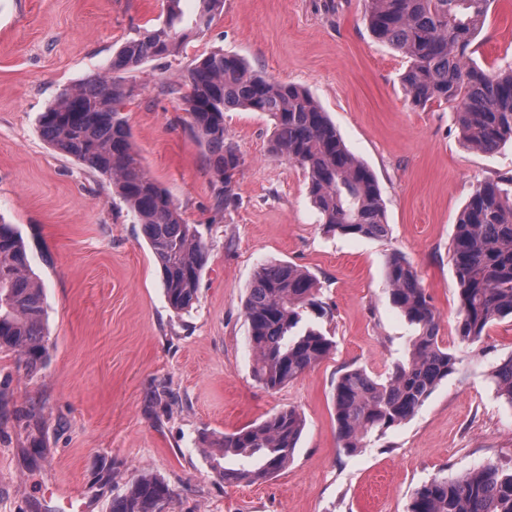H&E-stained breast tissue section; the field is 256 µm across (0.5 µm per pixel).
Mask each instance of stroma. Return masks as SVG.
Wrapping results in <instances>:
<instances>
[{"instance_id": "obj_1", "label": "stroma", "mask_w": 512, "mask_h": 512, "mask_svg": "<svg viewBox=\"0 0 512 512\" xmlns=\"http://www.w3.org/2000/svg\"><path fill=\"white\" fill-rule=\"evenodd\" d=\"M165 0H0V222L15 225L44 285L48 355L28 372L0 349V512H111L142 473L175 493L165 512H407L416 488L491 462L512 470V408L488 374L512 354V323L462 354L418 413L368 448L340 450L333 391L349 367L385 376L416 329L396 308L385 261L403 253L458 346L451 262L459 212L477 185L512 176V141L482 153L447 105H411L407 59L375 39L364 0H224L179 55L124 72L123 115L152 177L208 258L190 311L169 308L159 267L109 178L51 146L39 118L60 91L106 73L113 53L164 17ZM495 70L512 61V0H496L475 45ZM221 49L307 89L348 149L374 173L389 226L380 239L326 233L302 170L271 154V122L231 111L242 158L237 200L213 206L216 177L171 86ZM311 272L336 343L320 364L270 391L253 376L243 305L257 268ZM294 407L305 417L295 459L261 484L227 485L211 440Z\"/></svg>"}]
</instances>
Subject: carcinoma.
<instances>
[{
	"label": "carcinoma",
	"instance_id": "obj_1",
	"mask_svg": "<svg viewBox=\"0 0 512 512\" xmlns=\"http://www.w3.org/2000/svg\"><path fill=\"white\" fill-rule=\"evenodd\" d=\"M180 0H166L163 20L125 42L110 74L62 89L41 116V131L56 149L107 176L127 204L160 268L165 298L180 313L198 299L205 244L182 218L167 191L149 175L121 116L134 87L114 76L149 60L167 58L221 17L224 0H197L189 21ZM371 34L408 59L401 83L415 106L445 103L454 109L464 143L492 152L512 139V62L490 72L470 54L495 0H365ZM182 109L206 149L217 177L213 205L235 201L241 158L226 134L224 113L261 112L272 122L270 151L298 165L309 198L328 233L382 238L388 232L384 203L371 170L346 147L327 112L304 88L270 78L242 58L212 51L193 60L185 76ZM501 180L474 190L456 222L452 266L458 284L456 332L461 347L480 344L489 328L512 320V191ZM392 303L416 326L410 357L383 380L349 368L333 393L338 448L354 454L372 437L411 419L434 389L456 370L458 351L439 341V317L417 271L399 253L386 260ZM317 280L285 262L260 265L244 302L253 375L276 390L324 360L334 341L312 327L298 329L302 313L323 310ZM13 351L33 371L47 355L43 284L29 267L25 241L0 223V349ZM497 397L512 408V354L490 371ZM305 418L293 407L224 434L209 455L226 485L263 483L294 459ZM173 490L143 473L112 498L111 512H163ZM407 512H512V472L493 463L462 476L435 477L412 494Z\"/></svg>",
	"mask_w": 512,
	"mask_h": 512
}]
</instances>
